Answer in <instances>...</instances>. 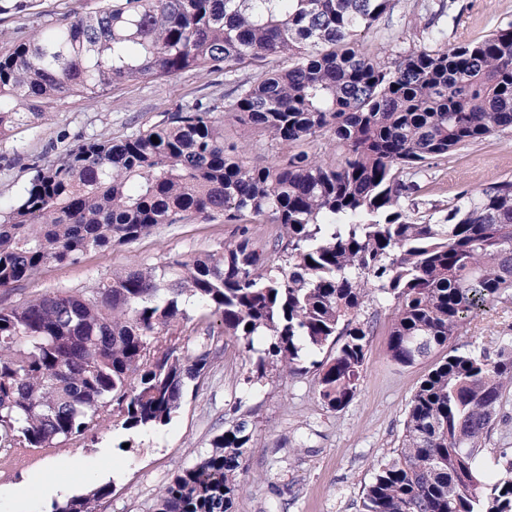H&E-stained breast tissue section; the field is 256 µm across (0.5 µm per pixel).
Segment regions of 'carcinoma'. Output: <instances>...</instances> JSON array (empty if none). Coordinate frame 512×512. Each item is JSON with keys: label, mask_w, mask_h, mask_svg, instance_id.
I'll list each match as a JSON object with an SVG mask.
<instances>
[{"label": "carcinoma", "mask_w": 512, "mask_h": 512, "mask_svg": "<svg viewBox=\"0 0 512 512\" xmlns=\"http://www.w3.org/2000/svg\"><path fill=\"white\" fill-rule=\"evenodd\" d=\"M396 2L108 0L0 51V141L67 94L97 99L184 71L233 83L222 102L197 99L121 138L80 137L35 165L0 206V287L159 224L243 225L219 258L128 266L90 291L0 309L1 448L51 447L108 414L130 434L167 425L211 354L177 334L185 298L258 353L259 376L300 373L302 351L332 347L313 363L316 394L339 410L366 360L363 308L386 301L394 362L446 355L416 386L397 456L364 487L361 512H512V448L486 447L512 390V336L479 355L450 345L470 317L512 299V179L426 215L416 202L424 163L512 129V25L448 47L431 19L433 46L383 66L361 35ZM279 59L288 66L268 69ZM242 69L252 76L237 79ZM217 112L288 156L233 157ZM326 134L344 150L337 163L307 151ZM257 221L280 234L253 240L246 225ZM251 441L246 420L224 430L160 491L156 512H232ZM108 494H74L52 512H95Z\"/></svg>", "instance_id": "carcinoma-1"}]
</instances>
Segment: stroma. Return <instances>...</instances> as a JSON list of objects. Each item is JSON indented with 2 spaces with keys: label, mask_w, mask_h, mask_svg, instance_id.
<instances>
[{
  "label": "stroma",
  "mask_w": 512,
  "mask_h": 512,
  "mask_svg": "<svg viewBox=\"0 0 512 512\" xmlns=\"http://www.w3.org/2000/svg\"><path fill=\"white\" fill-rule=\"evenodd\" d=\"M100 0H34L19 14H0V49L29 36L42 24L96 10ZM422 0H399L392 14L365 34V51L387 64L425 46ZM512 24V0H455L439 29L447 45L484 38ZM231 89L223 73L188 71L170 77L112 86L91 101L78 95L54 99L38 123L19 126L0 142V201L16 197L30 178L33 162L57 159L77 136L102 133L119 138L161 123L168 112L196 98H223ZM224 140L252 163L275 164L286 145L225 113ZM512 178V131L432 161L422 179V200L445 204L462 191ZM240 227L188 218L161 224L137 242L111 250H90L76 263L51 264L38 277L0 288V309L39 294L84 292L127 266H157L174 259L218 257L237 240ZM391 311L367 302L362 318L371 323L368 352L358 392L344 408L331 411L315 393L313 373L297 376L268 369L251 379L249 353L233 342L214 358L203 377L192 381L172 422L157 431L124 438L111 418L84 435L53 448H0V512H50L52 498L33 484L32 473L46 460H59L73 492L108 485L97 512H154L159 491L179 470L211 449L213 438L246 419L252 443L233 512H360L365 485L377 466L397 454L406 411L419 381L440 360L432 352L414 365L389 357ZM512 331V301L499 302L475 317L452 339L463 351L492 349L496 336ZM117 478H110L112 470Z\"/></svg>",
  "instance_id": "35a3bbf8"
}]
</instances>
